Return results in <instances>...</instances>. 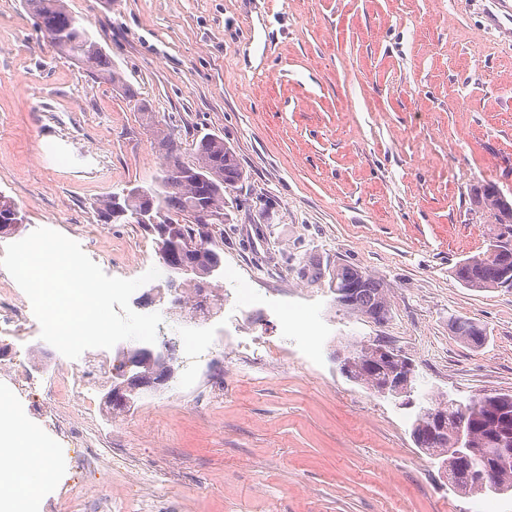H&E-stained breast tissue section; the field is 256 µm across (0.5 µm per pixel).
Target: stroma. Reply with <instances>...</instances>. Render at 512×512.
<instances>
[{
  "label": "stroma",
  "mask_w": 512,
  "mask_h": 512,
  "mask_svg": "<svg viewBox=\"0 0 512 512\" xmlns=\"http://www.w3.org/2000/svg\"><path fill=\"white\" fill-rule=\"evenodd\" d=\"M191 165L205 135L244 177L224 193L223 307L202 329L167 324L188 353L159 391L112 413V380L92 413L69 407L75 444L53 427L50 386L13 376L60 354L31 323L0 337V398L47 449L55 477L28 512H512V492L465 495L412 437L429 399L512 393V290L453 275L487 247L473 189L512 198V21L495 0H65ZM44 38L23 0H0V194L26 237L52 225L125 279L161 267L135 224H101L95 204L148 185L163 152L137 109ZM383 280L382 324L337 304L336 263ZM278 298L327 322L313 366L244 352L216 369L190 352L246 331L279 343ZM467 317L482 347L450 330ZM387 342L412 360L409 397L346 377L341 360ZM112 497L100 501L103 475Z\"/></svg>",
  "instance_id": "obj_1"
}]
</instances>
